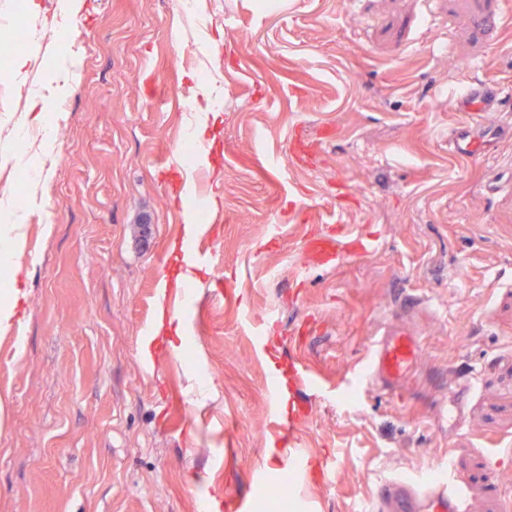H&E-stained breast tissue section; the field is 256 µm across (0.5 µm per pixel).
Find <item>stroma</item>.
Wrapping results in <instances>:
<instances>
[{
  "label": "stroma",
  "instance_id": "35a3bbf8",
  "mask_svg": "<svg viewBox=\"0 0 512 512\" xmlns=\"http://www.w3.org/2000/svg\"><path fill=\"white\" fill-rule=\"evenodd\" d=\"M501 0H0V152L38 143L31 93L63 108L39 159L18 262V332L0 331V512H376L380 485L450 462L468 512H512V25ZM200 51L181 60L186 35ZM84 53L76 82L56 68ZM26 55L23 81L5 79ZM212 79L204 166L180 155ZM503 89L495 138L448 147L465 81ZM218 209L184 241L181 173ZM377 246L303 264L311 232ZM207 262L184 287L183 249ZM421 305L401 314L405 298ZM163 331H156L157 323ZM420 351L397 391L354 385L385 326ZM271 337L272 347L259 344ZM304 366L296 415L271 372ZM476 372L459 391L449 369ZM463 402L461 422L440 404ZM329 480L279 458L275 419ZM502 489L489 498L486 481ZM288 490L274 494L280 483Z\"/></svg>",
  "mask_w": 512,
  "mask_h": 512
}]
</instances>
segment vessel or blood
<instances>
[{"mask_svg":"<svg viewBox=\"0 0 512 512\" xmlns=\"http://www.w3.org/2000/svg\"><path fill=\"white\" fill-rule=\"evenodd\" d=\"M465 111L483 115L489 109L487 98L480 81H471L463 101ZM355 241L365 252L372 251L377 238L367 233L349 238L345 228H338L335 238L309 240L307 251L322 253L327 259H340L347 249L348 241ZM418 352L416 340L402 329L383 331L380 339L372 344L368 361L363 370V379H375L386 388L407 374ZM288 455L303 468L317 471L321 477H328L334 467L329 458L313 459L305 456L298 447L294 436H286ZM379 512H467V503L462 479L448 473L437 484L423 488L414 479L386 481L378 495Z\"/></svg>","mask_w":512,"mask_h":512,"instance_id":"obj_1","label":"vessel or blood"}]
</instances>
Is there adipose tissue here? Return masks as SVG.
<instances>
[{
  "instance_id": "obj_1",
  "label": "adipose tissue",
  "mask_w": 512,
  "mask_h": 512,
  "mask_svg": "<svg viewBox=\"0 0 512 512\" xmlns=\"http://www.w3.org/2000/svg\"><path fill=\"white\" fill-rule=\"evenodd\" d=\"M36 192H29L25 201L14 199L0 203V211L9 218L8 225L0 230V276L10 280V288L0 291V330L10 329L17 323L20 290L15 284L19 266L16 255L24 245L23 226L30 206L35 205Z\"/></svg>"
}]
</instances>
